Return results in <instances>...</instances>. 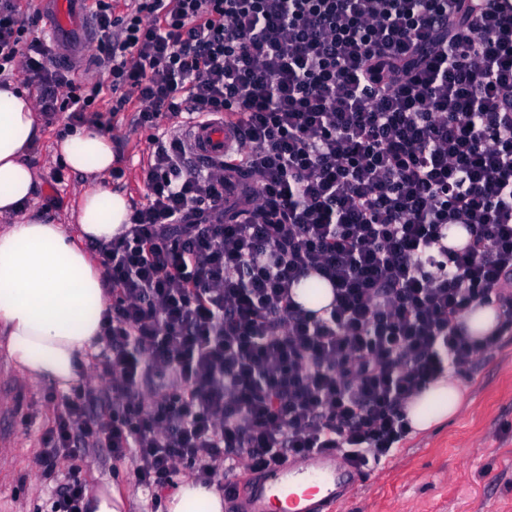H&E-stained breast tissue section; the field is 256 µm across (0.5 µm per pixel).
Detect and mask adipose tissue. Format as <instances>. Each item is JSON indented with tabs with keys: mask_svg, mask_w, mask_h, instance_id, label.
Here are the masks:
<instances>
[{
	"mask_svg": "<svg viewBox=\"0 0 512 512\" xmlns=\"http://www.w3.org/2000/svg\"><path fill=\"white\" fill-rule=\"evenodd\" d=\"M40 134L30 97L0 87V339L9 359L29 381L48 379L68 388L81 378L82 360L96 342L107 311L98 266L82 241H109L130 212L127 197L104 187L114 162L110 136L85 127L57 140L55 151L92 183L73 219L80 240L65 225L29 216L36 190L27 158ZM463 401L448 375L433 380L406 408L413 430L427 432L456 416ZM167 512H224L215 487L182 481Z\"/></svg>",
	"mask_w": 512,
	"mask_h": 512,
	"instance_id": "adipose-tissue-1",
	"label": "adipose tissue"
}]
</instances>
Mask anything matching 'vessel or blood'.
<instances>
[{
  "label": "vessel or blood",
  "mask_w": 512,
  "mask_h": 512,
  "mask_svg": "<svg viewBox=\"0 0 512 512\" xmlns=\"http://www.w3.org/2000/svg\"><path fill=\"white\" fill-rule=\"evenodd\" d=\"M53 17L48 46L55 61L83 63L90 57L94 39L84 12L86 0H44ZM191 157L218 160L235 140L224 122L192 121L186 128ZM358 482L355 466L338 464L336 458L317 453L304 470L288 466L259 472L244 497L243 512H331L344 501Z\"/></svg>",
  "instance_id": "vessel-or-blood-1"
}]
</instances>
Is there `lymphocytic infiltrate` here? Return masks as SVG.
<instances>
[{"label": "lymphocytic infiltrate", "mask_w": 512, "mask_h": 512, "mask_svg": "<svg viewBox=\"0 0 512 512\" xmlns=\"http://www.w3.org/2000/svg\"><path fill=\"white\" fill-rule=\"evenodd\" d=\"M91 2L107 88L53 65L36 0H0V80L36 88L46 124L130 110L150 133L145 202L91 246L102 384L39 465L107 449L159 512L187 464L229 501L241 469L392 457L412 394L512 332V0ZM187 117L237 146L195 168ZM311 272L322 317L293 299ZM475 303L501 317L480 345L459 323Z\"/></svg>", "instance_id": "lymphocytic-infiltrate-1"}]
</instances>
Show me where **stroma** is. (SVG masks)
<instances>
[{
	"label": "stroma",
	"mask_w": 512,
	"mask_h": 512,
	"mask_svg": "<svg viewBox=\"0 0 512 512\" xmlns=\"http://www.w3.org/2000/svg\"><path fill=\"white\" fill-rule=\"evenodd\" d=\"M132 118L121 114L110 132L126 176L108 186L139 204L146 194L140 172L149 143ZM56 140V127L42 125L29 153L37 177L30 213L68 225L87 185L69 169L62 184L51 185ZM461 386L459 413L430 432L410 434L391 459L362 476L338 512H512V337L480 355ZM67 395L51 381L23 377L0 348V512H50L69 465L60 463L48 475L33 459ZM79 468L89 487L112 485L127 495L129 512H150V497L135 486L130 461L113 460L99 448L82 453Z\"/></svg>",
	"instance_id": "35a3bbf8"
}]
</instances>
